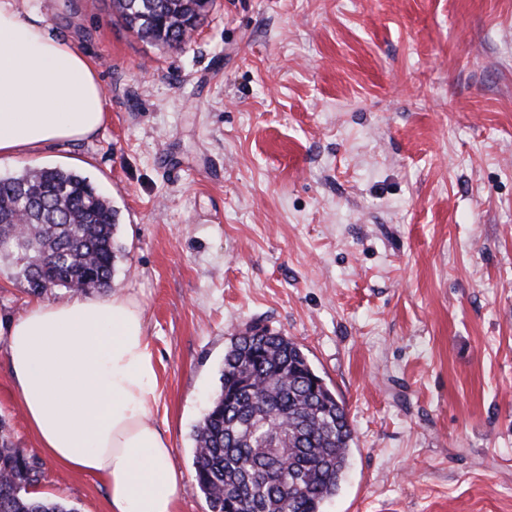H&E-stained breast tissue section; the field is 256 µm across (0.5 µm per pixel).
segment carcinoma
<instances>
[{"label": "carcinoma", "instance_id": "obj_1", "mask_svg": "<svg viewBox=\"0 0 512 512\" xmlns=\"http://www.w3.org/2000/svg\"><path fill=\"white\" fill-rule=\"evenodd\" d=\"M123 26L143 41L180 48L213 0H112ZM29 220L16 232L17 215ZM118 211L85 176L60 167L0 177V260L27 291L85 294L111 286L121 246ZM195 489L210 512H323L341 485L354 428L342 401L300 346L248 332L224 353L219 391L194 429ZM37 462L14 447L0 418V512H77L31 495Z\"/></svg>", "mask_w": 512, "mask_h": 512}]
</instances>
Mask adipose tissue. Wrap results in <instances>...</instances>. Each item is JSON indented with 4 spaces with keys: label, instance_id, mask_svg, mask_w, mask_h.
<instances>
[{
    "label": "adipose tissue",
    "instance_id": "adipose-tissue-1",
    "mask_svg": "<svg viewBox=\"0 0 512 512\" xmlns=\"http://www.w3.org/2000/svg\"><path fill=\"white\" fill-rule=\"evenodd\" d=\"M104 122L88 59L26 0H0V161L94 136ZM39 448L99 476L108 512H175L184 477L150 416L158 374L131 295L32 304L0 322Z\"/></svg>",
    "mask_w": 512,
    "mask_h": 512
}]
</instances>
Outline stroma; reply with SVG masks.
<instances>
[{
    "instance_id": "1",
    "label": "stroma",
    "mask_w": 512,
    "mask_h": 512,
    "mask_svg": "<svg viewBox=\"0 0 512 512\" xmlns=\"http://www.w3.org/2000/svg\"><path fill=\"white\" fill-rule=\"evenodd\" d=\"M30 3L93 64L106 120L0 176L72 169L117 210L112 289L144 309L176 512H209L193 430L254 325L355 429L324 512H512V0H214L182 49L112 0ZM39 299L0 264V320ZM0 415L38 495L106 512L98 477L39 448L2 339Z\"/></svg>"
}]
</instances>
